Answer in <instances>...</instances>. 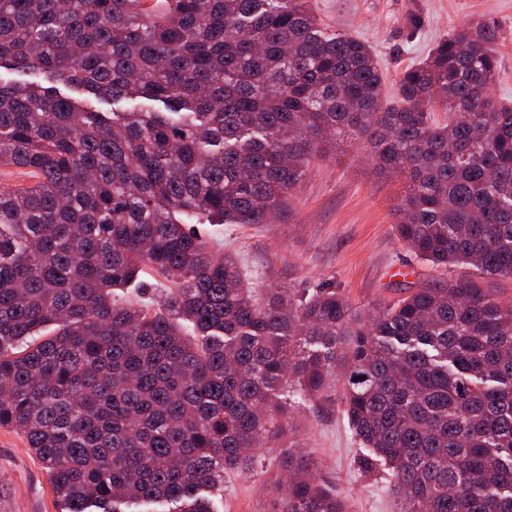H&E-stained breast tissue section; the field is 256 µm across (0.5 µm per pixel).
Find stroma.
I'll use <instances>...</instances> for the list:
<instances>
[{
	"instance_id": "35a3bbf8",
	"label": "stroma",
	"mask_w": 512,
	"mask_h": 512,
	"mask_svg": "<svg viewBox=\"0 0 512 512\" xmlns=\"http://www.w3.org/2000/svg\"><path fill=\"white\" fill-rule=\"evenodd\" d=\"M322 22L373 49L394 95L402 72L464 24L493 26L499 59L495 99L512 103V0H310ZM405 177L379 171L359 139L337 132L313 161L285 210L270 224H197L193 230L216 252L236 254L250 288H288L296 295L326 285L354 308L391 303L417 288L469 276L464 267L443 273L419 262L398 239L395 206ZM288 437L259 448L250 469L224 477L213 512H278L283 463L309 454L326 484L343 494L349 512H397L379 472L363 463L364 450L342 415L333 383L293 413ZM0 512H57L48 474L20 431L0 426Z\"/></svg>"
}]
</instances>
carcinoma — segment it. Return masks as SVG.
I'll list each match as a JSON object with an SVG mask.
<instances>
[{
	"instance_id": "1",
	"label": "carcinoma",
	"mask_w": 512,
	"mask_h": 512,
	"mask_svg": "<svg viewBox=\"0 0 512 512\" xmlns=\"http://www.w3.org/2000/svg\"><path fill=\"white\" fill-rule=\"evenodd\" d=\"M494 28L465 25L383 94L370 46L309 0H0V426L59 512H211L224 474L343 382L399 512H512V302L450 278L363 314L335 288L262 296L187 224H270L340 129L409 178L400 241L512 280V106ZM155 102L97 112L57 90ZM448 113L440 121L435 108ZM149 274L153 307L115 299ZM280 512H346L293 453Z\"/></svg>"
}]
</instances>
